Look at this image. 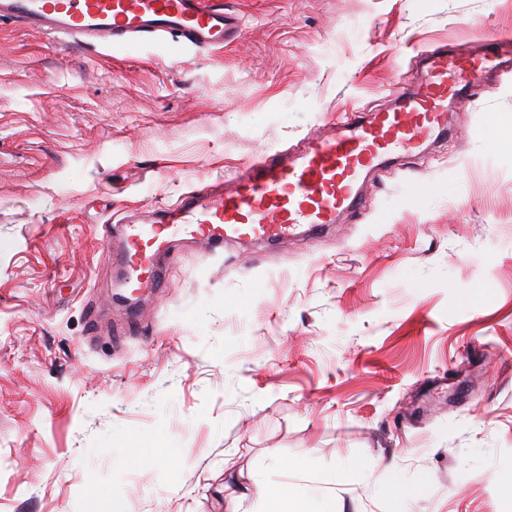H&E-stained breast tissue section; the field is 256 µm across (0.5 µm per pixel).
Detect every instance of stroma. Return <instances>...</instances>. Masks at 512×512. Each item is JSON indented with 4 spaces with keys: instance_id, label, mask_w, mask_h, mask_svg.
<instances>
[{
    "instance_id": "35a3bbf8",
    "label": "stroma",
    "mask_w": 512,
    "mask_h": 512,
    "mask_svg": "<svg viewBox=\"0 0 512 512\" xmlns=\"http://www.w3.org/2000/svg\"><path fill=\"white\" fill-rule=\"evenodd\" d=\"M221 49L66 46L0 22V512H512V71L272 245H164L113 303L126 224L393 108L428 51L512 39V0H223ZM112 238L102 241V225ZM257 494L267 503V512H334L335 505L329 500H322L311 494L306 503L292 507L294 497L288 486H282L275 491H268L264 487L257 488Z\"/></svg>"
}]
</instances>
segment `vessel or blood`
I'll list each match as a JSON object with an SVG mask.
<instances>
[{
  "label": "vessel or blood",
  "mask_w": 512,
  "mask_h": 512,
  "mask_svg": "<svg viewBox=\"0 0 512 512\" xmlns=\"http://www.w3.org/2000/svg\"><path fill=\"white\" fill-rule=\"evenodd\" d=\"M4 20L88 47L169 39L214 49L239 35L238 15L209 0H0ZM496 61L493 50L479 56L438 50L428 57L418 89L400 94L392 110L354 121L339 135L311 137L298 157L266 153L245 165L232 187L217 182L188 193L174 210L146 209L145 224L130 226L124 243L135 288L160 287L159 251L171 237L212 249L228 238L276 241L299 225L332 224L338 213L362 207L366 174L446 126L449 100L466 95Z\"/></svg>",
  "instance_id": "vessel-or-blood-1"
}]
</instances>
